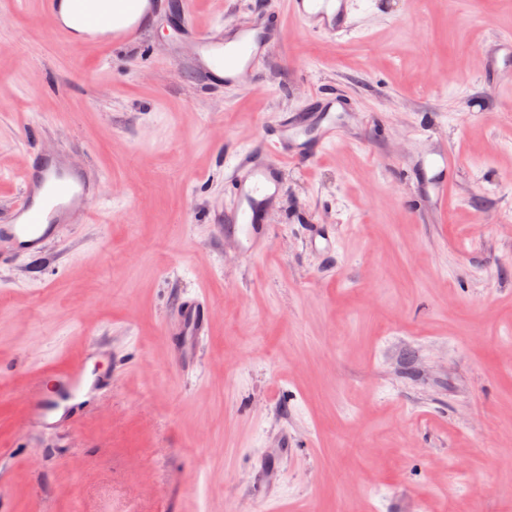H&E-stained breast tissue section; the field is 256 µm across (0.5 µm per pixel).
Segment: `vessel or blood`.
Here are the masks:
<instances>
[{
  "label": "vessel or blood",
  "instance_id": "obj_1",
  "mask_svg": "<svg viewBox=\"0 0 512 512\" xmlns=\"http://www.w3.org/2000/svg\"><path fill=\"white\" fill-rule=\"evenodd\" d=\"M104 0H39V13L48 23L52 35L61 41L79 37L72 25L63 22V3H70L72 13L87 32L85 42L99 54L109 49L138 42L144 26L139 19L146 7L145 0H105L108 8H101ZM295 19L311 34L325 37L346 31L349 26L346 0H290ZM284 28L278 16L270 14L224 38L190 30L191 50L185 57L186 66L194 69L200 78H207L211 63L224 64V79L232 82L248 71L254 56L279 43ZM303 122L291 126L286 141L280 142L282 156L279 165L263 161L245 162L244 175L232 178L228 187L234 200L233 207L213 220L224 234L233 236L243 257L260 251L270 233L264 214L270 206L278 181L280 165L306 164L313 156L301 152L296 145ZM433 174L427 188L435 201L448 199V187L456 167L455 158L442 154L432 160ZM99 188L80 167L62 155H47L30 163L22 176V195L15 206L10 223L0 225V238L14 249L32 251L41 249L61 224L67 223L73 212L86 211ZM209 318L206 301L196 300L180 312L181 336L198 343L208 332ZM86 364H69L60 372L51 374L50 389H36L30 396L26 418L38 428H59L76 422L84 413V402L78 396L84 388L100 391L101 383L86 384Z\"/></svg>",
  "mask_w": 512,
  "mask_h": 512
}]
</instances>
